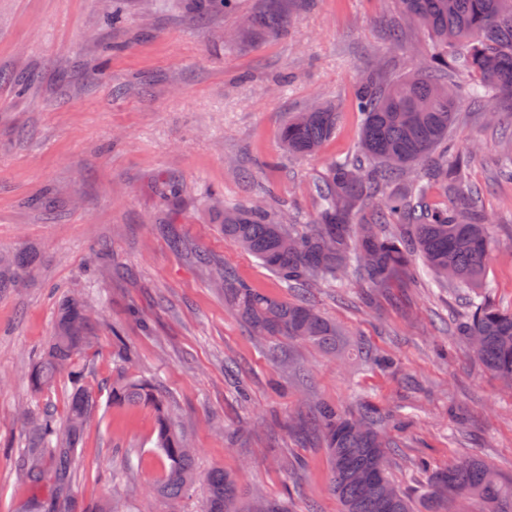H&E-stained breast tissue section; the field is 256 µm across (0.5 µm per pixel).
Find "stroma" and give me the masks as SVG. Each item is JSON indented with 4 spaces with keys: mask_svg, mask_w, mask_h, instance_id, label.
<instances>
[{
    "mask_svg": "<svg viewBox=\"0 0 512 512\" xmlns=\"http://www.w3.org/2000/svg\"><path fill=\"white\" fill-rule=\"evenodd\" d=\"M0 0V250L33 253L30 274L0 290V512L26 491L14 467L23 445L17 411L27 370L51 339L61 301L90 294L100 308L84 363L100 400L76 458V493L108 500L132 486L123 512H200L145 489L164 475L155 416L108 401L115 341L128 373L157 381L175 429L198 450L199 473L238 475L248 491L295 512H340L327 448L309 406L395 411L390 474L415 506L430 471L479 456L512 478V391L474 357L458 326L464 292L402 282L368 293L354 274L343 292L315 290V308L346 346L328 354L282 341L269 353L224 301L213 279L232 267L249 287L286 301L294 292L225 242L224 209L263 201L295 223L314 218L328 162L350 152L360 116L355 90L371 68L393 80L431 42L395 0H234L199 19L191 0ZM279 10L287 31L255 25ZM402 41H389L392 26ZM33 82L19 94L16 74ZM343 109L333 139L309 157L283 154L279 129L315 101ZM512 140V110L461 107L452 141L470 158L492 248L491 300L512 307V181L496 174ZM181 195L167 203L162 182ZM185 242L172 250L158 224ZM397 367L370 369L368 354ZM281 457L303 466L283 471Z\"/></svg>",
    "mask_w": 512,
    "mask_h": 512,
    "instance_id": "1",
    "label": "stroma"
}]
</instances>
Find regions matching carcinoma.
I'll use <instances>...</instances> for the list:
<instances>
[{
	"label": "carcinoma",
	"mask_w": 512,
	"mask_h": 512,
	"mask_svg": "<svg viewBox=\"0 0 512 512\" xmlns=\"http://www.w3.org/2000/svg\"><path fill=\"white\" fill-rule=\"evenodd\" d=\"M400 10L427 32L433 50L413 73L392 83L370 77L356 92L362 114L359 152L333 161L316 189L315 223L288 222L261 204L224 208V239L254 256L287 288L305 293L341 288L352 270L370 288L386 290L412 274L413 253L435 283L473 290L460 331L482 337L476 359L496 378H512V310L493 305L486 279L489 224L465 185V157L455 153L450 130L464 98L495 107L512 97V0H398ZM457 72L470 82L452 80ZM340 112L331 103L316 112L293 113L280 131L281 145L310 156L336 133ZM440 159L425 167L435 151ZM439 182L450 204L428 202ZM380 224H410L415 247L378 230ZM29 260L0 255V285L15 279ZM215 286L254 335L274 349L282 340L303 341L336 351L340 332L313 305L290 303L246 286L224 267ZM98 306L76 293L59 306L55 333L28 374L32 398L19 412L24 447L16 468L29 495L17 512H115L109 502L90 506L74 487V464L84 433L100 403L88 381L84 355L97 340ZM67 374L71 391L64 418L56 420L40 397ZM114 405L146 406L156 416L155 447L166 460L162 481L152 489L175 501L202 483V512H292L282 500L255 495L243 500L236 476L213 469L201 477L195 450L170 420L157 385L120 371L110 388ZM385 411L364 401L355 411L314 406L312 425L328 450L332 488L342 512H414L388 471L390 442ZM473 497L484 512H512V480L471 457L431 472L426 512H448V498Z\"/></svg>",
	"instance_id": "1"
}]
</instances>
